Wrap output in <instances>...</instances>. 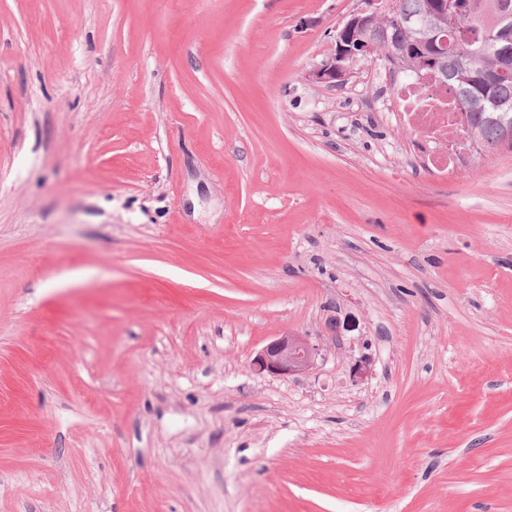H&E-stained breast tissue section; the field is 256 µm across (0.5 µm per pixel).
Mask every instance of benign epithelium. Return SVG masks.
Listing matches in <instances>:
<instances>
[{"instance_id":"7a95c632","label":"benign epithelium","mask_w":512,"mask_h":512,"mask_svg":"<svg viewBox=\"0 0 512 512\" xmlns=\"http://www.w3.org/2000/svg\"><path fill=\"white\" fill-rule=\"evenodd\" d=\"M363 7L353 13L344 22V26L363 32L371 28L372 22L382 14L380 0H362ZM497 39L501 43L502 54L498 70L502 73L512 71V25L504 23L498 30ZM355 50L339 42L334 52L321 67L309 74V79L321 84H334L336 79L346 80L353 76L354 69L347 60ZM322 345L308 336L286 333L269 341L251 361V365L260 373L272 377L288 378L311 371L320 356Z\"/></svg>"}]
</instances>
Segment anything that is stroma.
<instances>
[{
    "label": "stroma",
    "instance_id": "obj_1",
    "mask_svg": "<svg viewBox=\"0 0 512 512\" xmlns=\"http://www.w3.org/2000/svg\"><path fill=\"white\" fill-rule=\"evenodd\" d=\"M360 6L0 0V512H512V148L310 82ZM322 345L308 336L286 333L263 346L251 361L260 373L288 378L311 371L320 356Z\"/></svg>",
    "mask_w": 512,
    "mask_h": 512
}]
</instances>
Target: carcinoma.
Here are the masks:
<instances>
[{"label":"carcinoma","mask_w":512,"mask_h":512,"mask_svg":"<svg viewBox=\"0 0 512 512\" xmlns=\"http://www.w3.org/2000/svg\"><path fill=\"white\" fill-rule=\"evenodd\" d=\"M370 34L367 55H381L393 73L411 79L433 71L450 81L469 114L466 135L484 158L512 145V73L493 77L495 27L512 20V0H457L443 14L438 0H387Z\"/></svg>","instance_id":"obj_1"}]
</instances>
